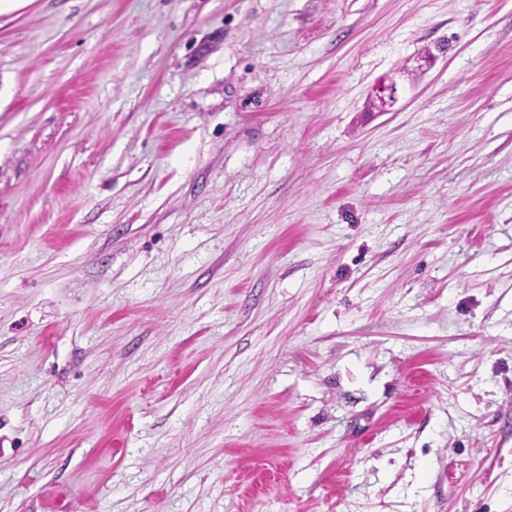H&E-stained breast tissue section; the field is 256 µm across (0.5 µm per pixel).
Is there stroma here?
Here are the masks:
<instances>
[{
	"mask_svg": "<svg viewBox=\"0 0 512 512\" xmlns=\"http://www.w3.org/2000/svg\"><path fill=\"white\" fill-rule=\"evenodd\" d=\"M0 512H512V0L0 15Z\"/></svg>",
	"mask_w": 512,
	"mask_h": 512,
	"instance_id": "35a3bbf8",
	"label": "stroma"
}]
</instances>
